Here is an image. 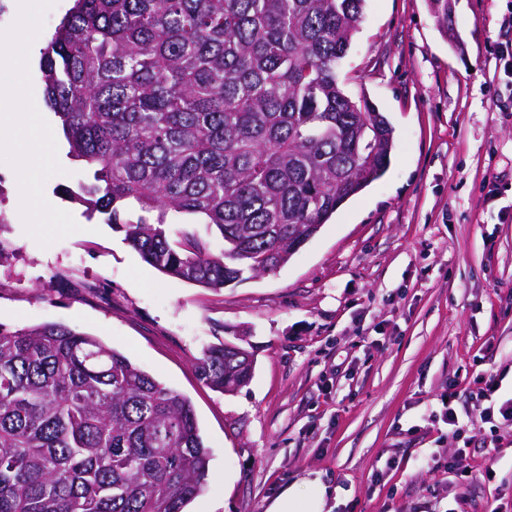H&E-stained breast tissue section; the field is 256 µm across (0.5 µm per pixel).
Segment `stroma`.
<instances>
[{
  "mask_svg": "<svg viewBox=\"0 0 512 512\" xmlns=\"http://www.w3.org/2000/svg\"><path fill=\"white\" fill-rule=\"evenodd\" d=\"M71 5L35 12L22 72L0 66L29 102L45 103L40 50ZM511 8L453 0L443 28L428 0H366L338 75L391 121L390 165L286 265L223 291L163 275L59 195L81 163L38 173L47 224L21 216L6 182L0 322L90 333L190 400L212 458L186 512H265L311 472L340 488L333 512H512V421L448 400L449 384L499 371L496 397H512V76L495 60ZM241 327L252 379L215 392L195 361ZM459 448L473 452L466 479L446 469Z\"/></svg>",
  "mask_w": 512,
  "mask_h": 512,
  "instance_id": "35a3bbf8",
  "label": "stroma"
}]
</instances>
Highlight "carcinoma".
Here are the masks:
<instances>
[{
  "instance_id": "cac0c4a2",
  "label": "carcinoma",
  "mask_w": 512,
  "mask_h": 512,
  "mask_svg": "<svg viewBox=\"0 0 512 512\" xmlns=\"http://www.w3.org/2000/svg\"><path fill=\"white\" fill-rule=\"evenodd\" d=\"M365 2L74 0L39 62L87 171L63 194L171 278L276 271L390 162L388 118L337 74ZM195 369L222 394L252 377L224 341ZM210 458L191 402L98 337L0 323V512H184Z\"/></svg>"
}]
</instances>
